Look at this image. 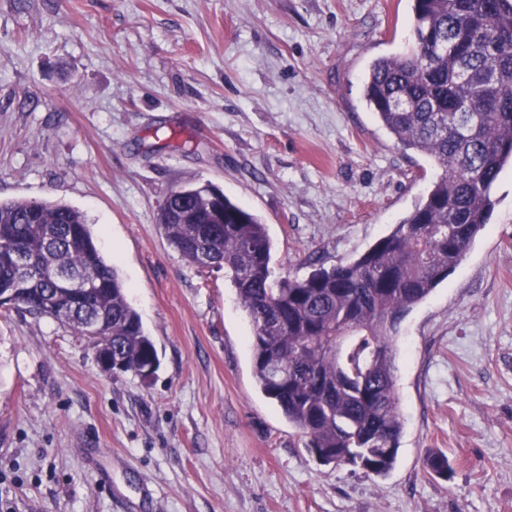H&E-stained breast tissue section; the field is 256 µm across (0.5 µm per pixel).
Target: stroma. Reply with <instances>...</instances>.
Returning a JSON list of instances; mask_svg holds the SVG:
<instances>
[{
	"label": "stroma",
	"mask_w": 512,
	"mask_h": 512,
	"mask_svg": "<svg viewBox=\"0 0 512 512\" xmlns=\"http://www.w3.org/2000/svg\"><path fill=\"white\" fill-rule=\"evenodd\" d=\"M411 0H0V201L81 211L152 338L147 380L0 307V512H512V167L465 259L397 327L383 477L320 463L260 391L223 269L159 208L211 183L265 224L275 275L355 260L439 173L369 111ZM448 458L449 476L424 460Z\"/></svg>",
	"instance_id": "35a3bbf8"
}]
</instances>
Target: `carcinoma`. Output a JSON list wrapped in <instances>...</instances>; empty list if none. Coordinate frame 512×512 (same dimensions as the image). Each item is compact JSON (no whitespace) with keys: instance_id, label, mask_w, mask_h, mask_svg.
<instances>
[{"instance_id":"obj_1","label":"carcinoma","mask_w":512,"mask_h":512,"mask_svg":"<svg viewBox=\"0 0 512 512\" xmlns=\"http://www.w3.org/2000/svg\"><path fill=\"white\" fill-rule=\"evenodd\" d=\"M411 47L369 64L363 97L404 150L441 169L428 192L386 236L356 260L306 277L277 278L272 245L259 218L224 197L199 223L179 222L208 185L166 197L160 223L193 265L210 253L222 267L252 326L253 376L260 391L309 439L319 461L359 463L384 476L399 451L396 392L398 324L462 262L494 207L491 191L512 163V0H412ZM21 245L37 258L19 280L7 261ZM87 278L88 309L61 317L43 308L65 295L51 270ZM17 307L99 340L127 360V371L159 361L117 271L84 215L62 202L0 201V290ZM426 467L445 476L448 458Z\"/></svg>"}]
</instances>
